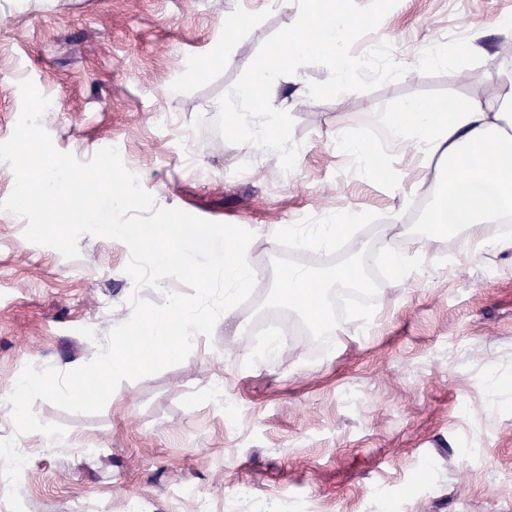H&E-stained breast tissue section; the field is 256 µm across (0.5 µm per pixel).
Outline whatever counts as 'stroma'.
Wrapping results in <instances>:
<instances>
[{
    "instance_id": "35a3bbf8",
    "label": "stroma",
    "mask_w": 512,
    "mask_h": 512,
    "mask_svg": "<svg viewBox=\"0 0 512 512\" xmlns=\"http://www.w3.org/2000/svg\"><path fill=\"white\" fill-rule=\"evenodd\" d=\"M247 17L233 63L194 72L224 42V22ZM512 19V0H398L384 34L405 75L370 92L312 99L321 65L281 78L284 111L303 145L290 177L279 158L227 143L216 131L220 98L262 44L297 16L286 0H0V142L21 111L19 81L53 97L42 124L79 160L121 142L125 166L157 205L254 233L261 270L250 299L180 364L125 380L95 414L41 400L33 409L60 438L15 435L7 397L26 365L66 371L90 361L127 320L133 282L126 245L82 236L79 255L29 242L25 220L0 210V439L29 460L18 491L24 512H512V247L462 251L456 236L408 235L431 196L405 198L394 176L417 180L410 155L392 154L366 177L337 150V130L373 137V113L410 100L488 98L494 67L512 69V38L490 28ZM476 39L481 54L435 67L419 62ZM171 113L175 125H159ZM353 210L362 221L337 253L289 252L269 235L303 212ZM400 223H391L392 213ZM421 253L413 284L365 276L369 327L338 322L330 355L309 314L277 298L273 279L292 261L318 273L381 259L386 244ZM299 333L266 362L245 358L250 328L269 314Z\"/></svg>"
}]
</instances>
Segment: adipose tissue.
<instances>
[{
  "mask_svg": "<svg viewBox=\"0 0 512 512\" xmlns=\"http://www.w3.org/2000/svg\"><path fill=\"white\" fill-rule=\"evenodd\" d=\"M495 74L500 84L494 97L452 105L414 100L372 117L389 147L408 149L419 168L434 170L424 222L437 234L460 233L469 241L512 216V71ZM357 269L351 263L321 276L289 267L277 279L279 299L301 304L311 284L341 283Z\"/></svg>",
  "mask_w": 512,
  "mask_h": 512,
  "instance_id": "obj_1",
  "label": "adipose tissue"
}]
</instances>
